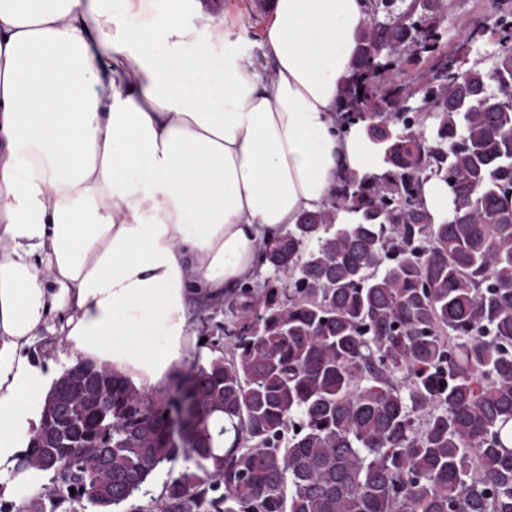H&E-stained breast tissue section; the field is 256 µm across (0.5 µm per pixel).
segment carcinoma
I'll use <instances>...</instances> for the list:
<instances>
[{
    "label": "carcinoma",
    "instance_id": "carcinoma-1",
    "mask_svg": "<svg viewBox=\"0 0 512 512\" xmlns=\"http://www.w3.org/2000/svg\"><path fill=\"white\" fill-rule=\"evenodd\" d=\"M447 11L370 0L340 129L366 122L384 171L349 172L271 243L176 394L97 365L53 381L54 438L18 458L52 474L31 512H113L180 456L132 512H512V8L492 67L426 87ZM429 179L448 184L440 223ZM422 199L425 208L433 215L435 220L450 219L447 185L436 179L424 182L422 186Z\"/></svg>",
    "mask_w": 512,
    "mask_h": 512
}]
</instances>
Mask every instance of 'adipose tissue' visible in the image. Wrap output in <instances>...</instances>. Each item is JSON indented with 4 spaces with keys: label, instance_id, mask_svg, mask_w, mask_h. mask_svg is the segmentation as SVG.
<instances>
[{
    "label": "adipose tissue",
    "instance_id": "ef3b65f1",
    "mask_svg": "<svg viewBox=\"0 0 512 512\" xmlns=\"http://www.w3.org/2000/svg\"><path fill=\"white\" fill-rule=\"evenodd\" d=\"M367 0H271L261 57L204 0H0V494L61 346L159 394L202 300L258 280L273 238L346 171ZM60 324V315L55 313L51 316L49 325L53 326L50 330L44 331L41 336L35 341L29 350L30 357L37 362H40L45 355L56 347L61 341L62 336H58V328Z\"/></svg>",
    "mask_w": 512,
    "mask_h": 512
}]
</instances>
